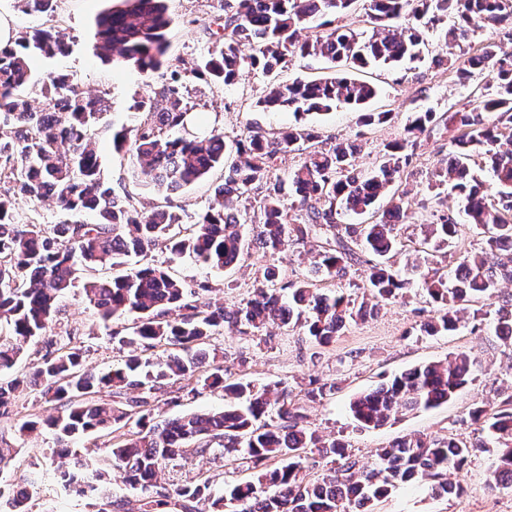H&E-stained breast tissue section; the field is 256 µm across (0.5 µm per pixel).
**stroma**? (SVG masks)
<instances>
[{
	"label": "stroma",
	"mask_w": 512,
	"mask_h": 512,
	"mask_svg": "<svg viewBox=\"0 0 512 512\" xmlns=\"http://www.w3.org/2000/svg\"><path fill=\"white\" fill-rule=\"evenodd\" d=\"M115 4L116 0H57L53 12L29 14L22 12L14 0H0V16L7 18L19 34L50 28L68 33L69 47L65 53L50 59L33 58L36 78L51 73L69 75L72 83L86 94L105 98L106 122L121 127L138 120L134 104L150 94L154 80L134 69L113 65L95 51V20ZM169 10L174 18L168 32L171 55L189 63L207 56L214 48L208 26L214 17L223 15L224 0H170ZM425 38L428 59L393 67L372 65L355 73L356 78L377 87L369 109L391 111V121L382 125H362L358 113L344 105L299 117L288 109L262 111L258 102L266 93L268 81L257 70L243 71L228 86L190 74L185 81L201 121L223 129L227 138H235L250 126L275 133L302 123L315 127L327 141H358L361 152L356 165L367 170L378 162L384 144L402 132L410 113L452 112L475 103L488 79L482 73L463 82L449 66L431 64V56L449 53L444 45L443 27L426 29ZM451 137L446 130L423 135V144L402 179L408 218L401 235L407 250L420 248L430 212L459 210L458 199L450 188L437 193L428 187L433 172L447 158ZM95 149L105 177L113 185L127 187L140 205L148 209L166 203L181 207L183 220L188 224L207 209L215 187L221 182L220 174L215 172L168 196L137 181L129 156L113 150L109 135L97 137ZM150 256L155 261L168 262L173 276L187 284H207V292L199 296L200 304L219 303L229 309L248 297L257 273L267 265H278L283 278L296 280L308 274L313 261L311 252L300 246L275 256L254 248L235 267L226 270L200 264L187 256L170 259L168 251L161 248L151 251ZM111 275L108 268L81 274L80 286L62 298L50 331L51 336L60 340L75 337L84 351L86 367L99 372L119 365L123 356L122 348L110 337L111 331L126 335L133 324L132 317L123 316L111 326H104L96 309L84 298L83 283ZM424 305L422 292L411 290L408 298L384 303L370 317L349 323L332 343L322 347L305 336L274 326L265 341L227 329L212 338L208 354L224 365L229 378L258 385L288 383L295 401L304 405L311 427L326 439L344 442L353 458L363 462L370 461L377 449L406 436L472 438L475 426L470 420L471 411L477 407L494 409L512 393V344L496 336L490 322L482 323L469 315L454 335L423 334L418 325ZM458 352L469 355L473 379L447 404L406 412L375 429L359 427L353 420L349 403L356 395L412 366L443 361ZM313 378L335 384L334 393L320 400H307L305 390ZM14 409L13 421L0 423V437L17 450L11 464L0 470V503H6L17 486L26 484L30 474L38 472L42 478L32 491L31 512H98L55 482L53 450L58 442L53 434L42 432L21 438L16 433L17 422L48 415L49 404L24 385L16 392ZM490 466L488 454H477L461 471L448 475L450 481L461 484L460 495L436 497L428 484L403 485L376 502L375 512H512V489L492 492L486 487ZM201 475L210 478L213 489L219 492L225 484L249 478L250 473L237 455L218 453L173 463L159 480L176 486L193 482Z\"/></svg>",
	"instance_id": "obj_1"
}]
</instances>
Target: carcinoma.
Instances as JSON below:
<instances>
[{
	"mask_svg": "<svg viewBox=\"0 0 512 512\" xmlns=\"http://www.w3.org/2000/svg\"><path fill=\"white\" fill-rule=\"evenodd\" d=\"M18 2L29 13H48L55 0ZM355 3L224 0V17L213 32L215 50L189 68L185 60L169 54L167 31L173 18L168 0H123L124 7L96 19V47L112 63L145 75L165 69L166 79L153 95L135 104L142 119L111 130L115 150L135 159L140 181L176 191L215 169L224 172V183L194 224L183 223L172 205L146 210L126 189L104 181L94 147L95 136L105 130L101 98L85 95L67 75L53 74L40 87L44 107L31 105L25 94L32 83L30 61L64 53L63 32L37 29L0 46V181L9 184L0 193V325L8 333L0 339V420L11 419L15 392L28 381L41 388L53 413L21 422L20 434L48 429L65 445L98 434L112 436L106 456L87 453L74 467L57 469V482L65 489L121 508L123 503L107 500L106 493L110 471L117 469L128 487L146 493L139 512L171 506L180 512H374L377 501L414 480L432 481L436 496L450 493L448 472L462 470L478 452L494 457L488 487H512L504 478L512 472V395L492 413L483 407L471 412L483 432L474 442L402 438L379 449L371 464L361 465L347 453L345 443L322 441L288 387L232 381L224 376V366L205 361L212 336L226 325L260 339L273 322L325 346L381 303L406 296L415 282L390 263L399 251L406 213L400 202L381 212L377 203L411 165L419 136L440 123L455 127L460 135L451 142L448 160L435 172L430 188L449 185L456 191L460 210L483 235L484 247L462 255L453 270L436 266L432 252L454 246L459 223L454 214L443 212L425 224V247L407 264L436 306V316L420 329L429 335L458 331L467 306L494 296L500 283L512 282V138L509 146L502 143L503 130H512V53L499 52L493 42L453 63L463 81L491 70L479 104L442 114L412 113L403 135L384 146L370 170L354 168L357 141L338 139L322 147L319 134L308 126H290L274 138L252 127L229 142L216 127L202 133L190 130L195 113L187 101L185 73L228 85L245 67L269 77L260 100L265 110L288 108L298 116L345 104L360 113L366 126L385 123L390 112L365 109L376 88L346 71L420 59L424 23L434 25L450 13L456 21L445 39L457 46L468 40L473 17L490 24L512 17V0H370L368 17L378 29L366 38L339 24ZM403 16L414 22L393 24ZM305 28L315 30L314 39L300 40ZM244 42L252 45L253 53L241 54ZM308 56L326 58L342 73L289 83L277 79L294 58ZM287 152L304 158L281 178L275 175L276 161ZM476 157L489 169L496 203L488 200V189L474 176L471 162ZM254 189L264 194L253 212L233 204V198ZM18 197H52L70 218L48 228L21 226L14 216ZM83 213L94 214L96 222L73 219ZM377 213L380 217L371 222L338 221L341 214ZM311 243L316 244L314 276L282 283L278 267L268 266L256 277L253 296L232 310L222 305L204 310L194 286L161 265L132 262L161 245L173 256L188 253L212 267L228 268L254 244L274 255ZM363 263L369 265L364 292L370 300L358 303L340 288L324 292L315 287L316 278L339 280L351 266ZM91 266L123 269L84 286L101 319L134 316L130 335L112 333L127 349L123 363L99 373L85 369L81 348L61 345L48 334L59 298L75 287L79 268ZM496 333L512 340V295L496 310ZM39 342L46 353L31 368V378L5 375L26 345ZM471 378L470 358L459 352L446 363L417 365L391 377L356 396L349 410L361 426L378 428L407 410L448 402ZM171 383L178 385L173 404L209 388L223 390L227 405L219 411L161 418L153 402ZM115 388L125 392L119 406L103 398ZM308 448L339 458L338 466L313 483L301 476ZM221 450L239 453L252 477L225 487L220 495L213 494L208 479L174 488L157 484L169 464ZM29 500V490L19 488L9 499L11 512H29Z\"/></svg>",
	"mask_w": 512,
	"mask_h": 512,
	"instance_id": "carcinoma-1",
	"label": "carcinoma"
}]
</instances>
